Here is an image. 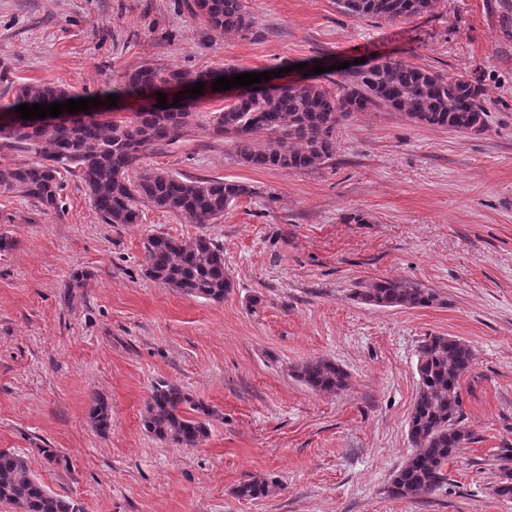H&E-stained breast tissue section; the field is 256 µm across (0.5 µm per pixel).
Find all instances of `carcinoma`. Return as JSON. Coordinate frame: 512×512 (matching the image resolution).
<instances>
[{"label":"carcinoma","mask_w":512,"mask_h":512,"mask_svg":"<svg viewBox=\"0 0 512 512\" xmlns=\"http://www.w3.org/2000/svg\"><path fill=\"white\" fill-rule=\"evenodd\" d=\"M435 0H340L342 10L355 18L395 21L429 12ZM191 10L215 32H247L252 20L243 0H204ZM238 71L212 73L180 68L160 69L149 64L128 75L120 96L150 97L153 105L120 123L110 120L78 126H33L21 119L15 107L50 105L75 98L65 88L22 84L13 101L0 107L14 126L0 131V152H25L33 159L0 165V192L33 200L41 209L58 211L63 174L76 176L92 206L106 224H135L140 207L185 217L194 224H211L238 199L252 194L239 181L188 178L141 165L145 156L181 140L197 124V113L178 105L157 108L156 93L174 83L181 89H204L223 76ZM401 112L416 124L459 133L483 131L488 126L484 90L476 79L444 74L400 59L380 57L363 70L339 71L336 92L311 81L298 88L275 87L261 82L247 88L224 108L208 115V126L234 142L239 161L255 168L309 171L322 167L336 155V129L356 112L374 108ZM258 134L268 144L255 143ZM145 274L181 293L221 302L231 288L224 271V249L200 236L186 244L163 234L143 243ZM355 297L378 307L422 308L436 301L429 288L406 279L379 278L355 291ZM474 355L469 345L451 336L426 337L416 354L418 393L408 423L415 447L390 480L389 493L416 498L448 481L445 465L471 433L463 424L461 378L471 369ZM297 378L315 391L336 393L347 385V373L329 360L309 361L297 368ZM206 412L179 385L160 381L153 386L142 416L143 428L162 441L185 446L199 444L207 435L206 423L191 416ZM89 418L101 429L111 424L109 409L99 397L91 399ZM265 481L242 485L239 494L259 498L269 493ZM0 502L19 512H78L71 502L51 493L31 474L26 461L0 450Z\"/></svg>","instance_id":"carcinoma-1"}]
</instances>
